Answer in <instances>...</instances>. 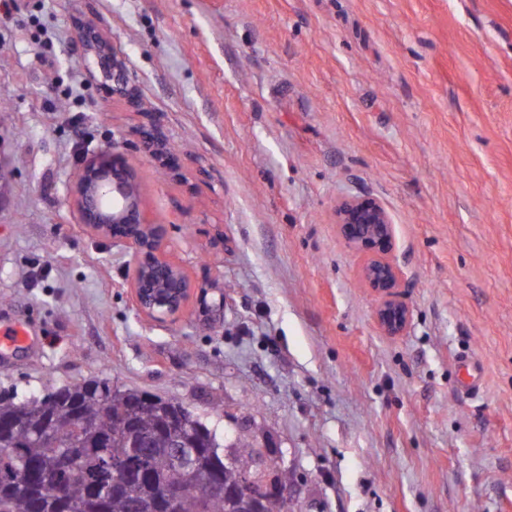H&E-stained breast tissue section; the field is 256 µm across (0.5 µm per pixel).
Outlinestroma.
<instances>
[{
  "label": "stroma",
  "mask_w": 512,
  "mask_h": 512,
  "mask_svg": "<svg viewBox=\"0 0 512 512\" xmlns=\"http://www.w3.org/2000/svg\"><path fill=\"white\" fill-rule=\"evenodd\" d=\"M125 62L112 95L78 36ZM155 125L176 158L142 148ZM113 147L224 319L134 309L69 187ZM376 197L412 312L384 335L345 197ZM0 354L19 400L181 402L291 478L288 512H512V0H16L0 10ZM479 367L461 387L462 357Z\"/></svg>",
  "instance_id": "obj_1"
}]
</instances>
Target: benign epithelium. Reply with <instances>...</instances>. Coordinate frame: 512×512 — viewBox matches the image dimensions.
<instances>
[{
  "label": "benign epithelium",
  "instance_id": "obj_1",
  "mask_svg": "<svg viewBox=\"0 0 512 512\" xmlns=\"http://www.w3.org/2000/svg\"><path fill=\"white\" fill-rule=\"evenodd\" d=\"M81 37L87 54L111 75L109 90L131 96L123 62L113 53L112 42L92 27L82 28ZM141 137L155 147L157 159L170 167L174 165L175 158L162 137L151 130L141 131ZM71 194L79 223L88 233L131 250V295L141 314L158 321L175 320L193 296L203 313L224 311V299L217 304L208 302L209 291L216 288L215 284H201L193 289L184 268L161 253L168 228L146 218L133 169L124 154L100 151L86 158ZM336 224L349 248L365 257L360 273L376 298L375 318L379 327L387 336L403 335L411 322V310L401 291V268L390 257L395 227L385 207L373 196L346 197L336 207ZM283 475L277 468L258 477L242 469L232 490H225L219 480L213 482V490L220 496L229 493L237 500L256 504L269 496H282L286 487Z\"/></svg>",
  "mask_w": 512,
  "mask_h": 512
}]
</instances>
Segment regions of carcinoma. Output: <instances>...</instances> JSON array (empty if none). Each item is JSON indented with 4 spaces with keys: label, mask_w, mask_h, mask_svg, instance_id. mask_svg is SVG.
I'll return each instance as SVG.
<instances>
[{
    "label": "carcinoma",
    "mask_w": 512,
    "mask_h": 512,
    "mask_svg": "<svg viewBox=\"0 0 512 512\" xmlns=\"http://www.w3.org/2000/svg\"><path fill=\"white\" fill-rule=\"evenodd\" d=\"M185 407L107 382L63 388L31 402L0 394V512H173L165 490L182 485L178 512H225L209 479L216 474L209 432L181 424ZM196 449L173 463L172 445ZM69 465L58 468L61 451ZM145 467L134 492L122 469ZM107 489L95 495L92 488Z\"/></svg>",
    "instance_id": "1"
}]
</instances>
